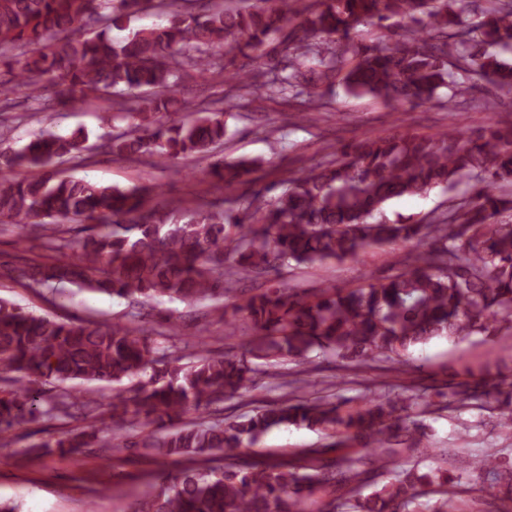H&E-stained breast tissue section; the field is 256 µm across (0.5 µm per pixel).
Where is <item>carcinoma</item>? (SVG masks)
Listing matches in <instances>:
<instances>
[{"label":"carcinoma","mask_w":512,"mask_h":512,"mask_svg":"<svg viewBox=\"0 0 512 512\" xmlns=\"http://www.w3.org/2000/svg\"><path fill=\"white\" fill-rule=\"evenodd\" d=\"M155 11L166 23L132 25ZM478 14L471 27L467 18ZM381 35L366 41L359 26ZM126 32L116 41L112 30ZM236 40L245 59L233 73L243 88L273 97L292 94L304 112L323 107L321 89L336 84L352 96L395 106L448 103L470 95L474 78L512 90V0H260L241 9L228 0H0V114L22 93L34 112L50 108L111 110L112 131L95 145L81 128L68 136L43 131L0 155V223L51 227L44 253L0 261V280L48 287L69 282L125 298L124 324H99L26 311L0 298V435L42 420L92 417L88 429L67 428L27 450L159 448L187 465L162 478L137 512H308L326 498L336 512H460L472 477L498 489L495 512L512 508V463L495 455L452 457L422 471L405 458L445 460L423 444L419 395L368 399L348 413L324 398L263 403L232 422L210 408L257 388V377L312 351L348 366L385 358L407 362L411 348L434 337L512 335V119L492 118L474 137L450 129L434 137L403 132L366 137L282 190L244 192L193 208L179 201L145 208L149 188L120 189L82 177L16 171L85 161L100 151L115 158L149 154L163 166L204 158L224 143V112L178 115V76L187 69L222 70L214 50ZM261 163H210L207 174L230 188ZM477 181L474 198L424 224L377 218L395 198L453 190ZM431 240L407 251L403 269L348 291L325 287L307 296L285 285L248 297L224 313L257 333L237 354L197 343L194 360L172 365L170 329L136 325L138 307L157 297L191 304L222 297L236 282L292 263L343 261L372 244ZM69 254L66 261L57 258ZM130 380L108 403L73 384ZM48 385L51 395L42 391ZM483 381L451 387L459 402L489 395ZM498 426L512 430V392H496ZM197 414L191 426L175 427ZM305 426L333 438L308 464L292 460L238 464V450L274 427ZM342 448L343 456L326 454ZM219 454L222 467L209 465ZM372 489L369 494L366 489Z\"/></svg>","instance_id":"carcinoma-1"}]
</instances>
